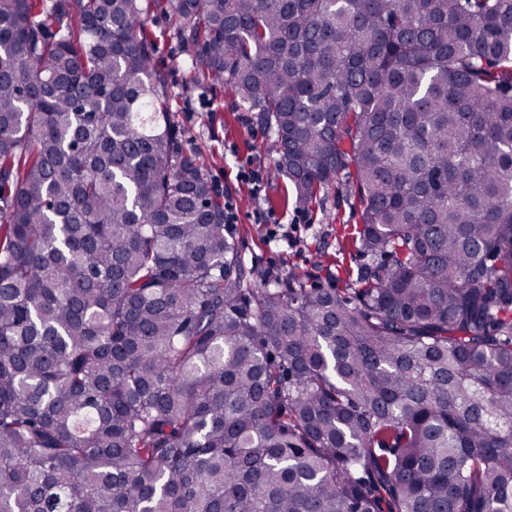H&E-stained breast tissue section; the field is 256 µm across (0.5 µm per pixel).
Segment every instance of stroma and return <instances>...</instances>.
<instances>
[{"instance_id":"1","label":"stroma","mask_w":512,"mask_h":512,"mask_svg":"<svg viewBox=\"0 0 512 512\" xmlns=\"http://www.w3.org/2000/svg\"><path fill=\"white\" fill-rule=\"evenodd\" d=\"M143 4L154 41L153 65L166 74L171 90V118L186 145L200 153L211 182L237 200L234 229L241 256L273 272H309L316 284L346 287L367 262L359 249L363 217L357 197L340 180L319 204L296 205L291 184L275 170L277 148L267 130L178 51L172 0ZM247 162L267 173L260 196H253L250 186L236 178L239 165ZM258 209L274 212L277 228L255 223L253 213Z\"/></svg>"}]
</instances>
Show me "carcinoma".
I'll return each instance as SVG.
<instances>
[{"label":"carcinoma","instance_id":"obj_1","mask_svg":"<svg viewBox=\"0 0 512 512\" xmlns=\"http://www.w3.org/2000/svg\"><path fill=\"white\" fill-rule=\"evenodd\" d=\"M349 288L244 271L141 0H0V512H512V0H176Z\"/></svg>","mask_w":512,"mask_h":512}]
</instances>
